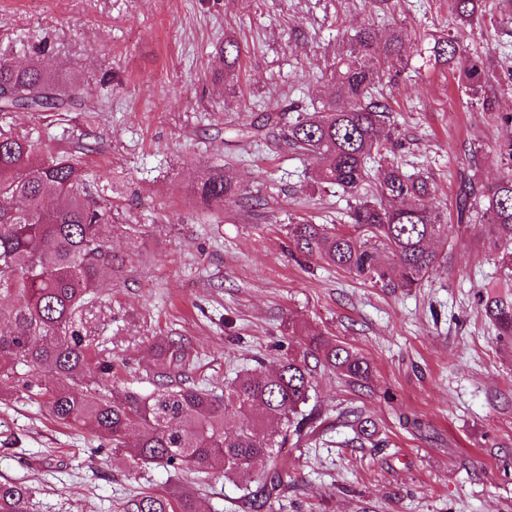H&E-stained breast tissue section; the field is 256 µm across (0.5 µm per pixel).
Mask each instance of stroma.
Here are the masks:
<instances>
[{
    "label": "stroma",
    "instance_id": "1",
    "mask_svg": "<svg viewBox=\"0 0 512 512\" xmlns=\"http://www.w3.org/2000/svg\"><path fill=\"white\" fill-rule=\"evenodd\" d=\"M461 27L452 0H0V58L45 65L75 86L65 121L0 113V126L39 130L55 151L85 147L100 187L113 189L116 253H137L101 287L100 333L115 358L144 366L140 346L180 336L198 353L189 370L223 387L289 342L319 334L370 365L367 387L318 370L312 433L275 458L288 474L269 512H512V351L477 304L502 281L480 224L456 221L464 178L495 182V151L512 140V0H480ZM398 29L408 62L379 89L402 149L428 177L447 262L412 290L380 288L317 259L291 255L290 223L345 226L353 199L313 185L311 158L281 133L249 136L263 115L293 117L328 96L336 48L363 25ZM487 57L497 109L472 111L459 63L430 62L440 36ZM241 46L225 78L219 47ZM225 170L242 188L223 208L201 183ZM363 411L385 444L351 447L349 411ZM29 487L31 512H121L144 492L194 491L203 512H244L234 478L143 468L113 458L94 434L49 420L26 393L0 399V483Z\"/></svg>",
    "mask_w": 512,
    "mask_h": 512
}]
</instances>
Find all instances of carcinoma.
Instances as JSON below:
<instances>
[{
  "instance_id": "carcinoma-1",
  "label": "carcinoma",
  "mask_w": 512,
  "mask_h": 512,
  "mask_svg": "<svg viewBox=\"0 0 512 512\" xmlns=\"http://www.w3.org/2000/svg\"><path fill=\"white\" fill-rule=\"evenodd\" d=\"M460 21L479 17V0H454ZM336 51L334 93L314 112L288 122L287 144L316 160L317 182L336 185L357 196L350 209L351 229L298 222L288 225L296 249L383 288H419L439 262L429 242L441 235L439 213L428 199L429 180L414 176L391 160L397 148L389 106L372 90L402 62L403 41L391 31L383 46L365 26ZM466 53L454 37L431 48L437 64ZM224 72L234 70L240 46L224 39ZM489 61L467 57L459 79L469 104L494 111ZM74 103L72 87L38 63L16 66L0 59V112H62ZM502 175L490 185L469 179L460 188L458 221L477 208L486 220V237L512 271V141L499 145ZM239 190L222 171L202 186L215 204ZM112 206L94 196L88 174L74 156L44 150L32 132L0 128V395L23 390L37 398L51 420L85 429L109 440L112 457L179 473L215 469L222 476L259 478L243 507L262 512L281 497L284 478L272 466L288 442L317 418L308 407L316 367L330 368L348 384L369 380L366 360L349 347L312 336L303 350L285 353L272 371L236 376L219 395L177 382L189 365L190 348L181 337L150 343L149 375L154 389L145 393L119 375L112 349L95 335V300L101 282L122 274L134 261L112 252L105 225ZM496 340L512 348V293L479 295ZM276 420L281 430H267ZM353 440L382 443L376 423L353 416ZM136 434L130 445L127 437ZM0 512H29V489L0 484ZM127 512H199L196 496L183 490L140 495Z\"/></svg>"
}]
</instances>
